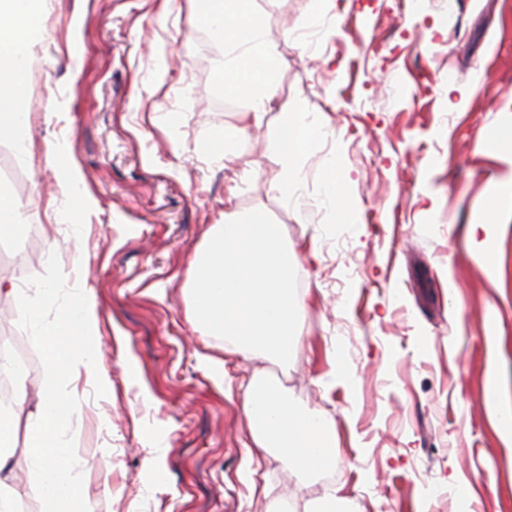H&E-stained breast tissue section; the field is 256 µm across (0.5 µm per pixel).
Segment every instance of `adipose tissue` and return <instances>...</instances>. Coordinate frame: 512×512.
<instances>
[{
  "label": "adipose tissue",
  "mask_w": 512,
  "mask_h": 512,
  "mask_svg": "<svg viewBox=\"0 0 512 512\" xmlns=\"http://www.w3.org/2000/svg\"><path fill=\"white\" fill-rule=\"evenodd\" d=\"M201 19L224 46L221 75L235 92L251 101L252 123L261 124L274 94L272 79L281 68L280 57L268 47L267 32L252 10V0H202ZM42 0H0V138H27L26 114L15 96L35 57L33 46L42 25ZM251 123V124H252ZM331 129L309 112L290 107L270 145L271 154L288 163L279 183L282 195H293L299 182L296 162ZM241 405L249 421L248 453L278 451L289 467L312 474L336 464L335 433L317 411L286 400L280 387L266 375L255 374L241 387Z\"/></svg>",
  "instance_id": "obj_1"
}]
</instances>
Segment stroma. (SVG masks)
Here are the masks:
<instances>
[{"label":"stroma","instance_id":"stroma-1","mask_svg":"<svg viewBox=\"0 0 512 512\" xmlns=\"http://www.w3.org/2000/svg\"><path fill=\"white\" fill-rule=\"evenodd\" d=\"M253 10L283 66L261 128L231 146L242 165L196 149L251 109L220 80L224 50L200 0H47L18 97L30 139L0 140V191L23 233L0 273L21 287L57 254L98 307L112 390L70 383L94 512H266L284 498L309 512L330 488L360 512H512V443L486 404L495 369L512 402V213L494 227L503 282L470 237L512 177V161L481 145L512 122V0H336L337 19L317 27L322 0ZM295 99L334 135L298 161L286 198L275 185L288 166L267 146ZM64 161L96 201L66 226ZM330 161L352 222L317 202ZM256 209L298 261L303 343L286 365L201 335L186 287L212 225ZM256 367L334 425L331 485L274 452L250 464L240 384ZM32 436L19 423L20 512H43Z\"/></svg>","mask_w":512,"mask_h":512}]
</instances>
